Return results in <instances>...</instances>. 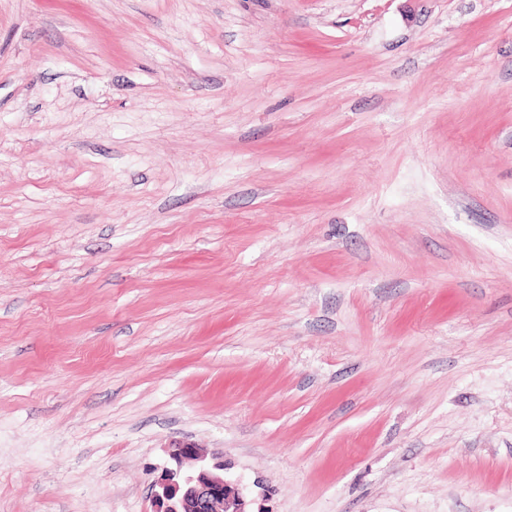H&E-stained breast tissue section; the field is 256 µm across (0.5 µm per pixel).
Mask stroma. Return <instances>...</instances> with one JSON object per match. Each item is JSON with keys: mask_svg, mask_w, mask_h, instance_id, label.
Masks as SVG:
<instances>
[{"mask_svg": "<svg viewBox=\"0 0 512 512\" xmlns=\"http://www.w3.org/2000/svg\"><path fill=\"white\" fill-rule=\"evenodd\" d=\"M512 512V0H0V512ZM172 461L155 482L152 512H254L252 501L238 481L224 472V460L208 459L201 448L177 442L169 448ZM191 463L190 468H185Z\"/></svg>", "mask_w": 512, "mask_h": 512, "instance_id": "1", "label": "stroma"}]
</instances>
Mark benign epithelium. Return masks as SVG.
Wrapping results in <instances>:
<instances>
[{
    "mask_svg": "<svg viewBox=\"0 0 512 512\" xmlns=\"http://www.w3.org/2000/svg\"><path fill=\"white\" fill-rule=\"evenodd\" d=\"M168 455L172 465L154 484L153 512H251L244 489L226 476L224 460L185 441Z\"/></svg>",
    "mask_w": 512,
    "mask_h": 512,
    "instance_id": "7a95c632",
    "label": "benign epithelium"
}]
</instances>
